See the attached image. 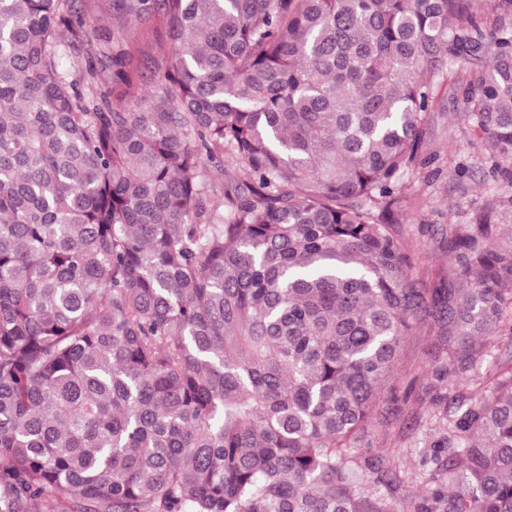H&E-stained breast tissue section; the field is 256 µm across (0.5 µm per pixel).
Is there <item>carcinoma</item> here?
Instances as JSON below:
<instances>
[{
    "label": "carcinoma",
    "instance_id": "carcinoma-1",
    "mask_svg": "<svg viewBox=\"0 0 512 512\" xmlns=\"http://www.w3.org/2000/svg\"><path fill=\"white\" fill-rule=\"evenodd\" d=\"M473 4L112 0L168 18L138 93L124 29L0 0V512H403L357 445L424 317L411 512H512V195L427 294L392 216L459 67L512 164V0Z\"/></svg>",
    "mask_w": 512,
    "mask_h": 512
}]
</instances>
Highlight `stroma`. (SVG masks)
Here are the masks:
<instances>
[{
  "label": "stroma",
  "instance_id": "35a3bbf8",
  "mask_svg": "<svg viewBox=\"0 0 512 512\" xmlns=\"http://www.w3.org/2000/svg\"><path fill=\"white\" fill-rule=\"evenodd\" d=\"M469 125L461 89L446 87L431 114L421 162L407 176L408 198L396 213L402 240L414 260L413 276L423 288L438 287L454 272L449 229L469 227L475 208L512 188V179L494 172L489 151L471 144ZM437 332L434 321L428 319L405 338L398 391H382L378 415L362 442L363 447L388 452L409 497L419 486L415 474L428 415L424 374L434 364Z\"/></svg>",
  "mask_w": 512,
  "mask_h": 512
}]
</instances>
